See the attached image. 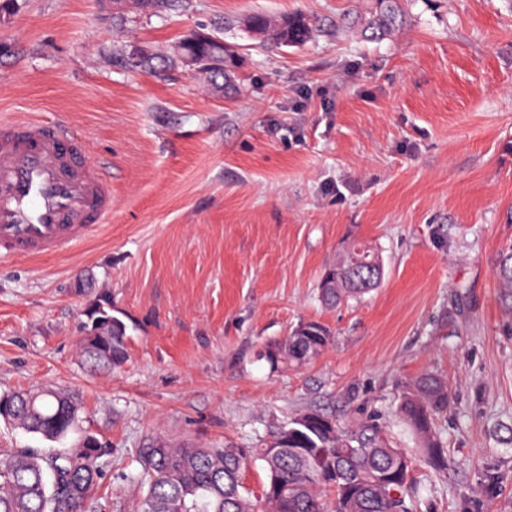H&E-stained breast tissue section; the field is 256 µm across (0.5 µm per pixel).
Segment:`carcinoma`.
<instances>
[{"label":"carcinoma","instance_id":"obj_1","mask_svg":"<svg viewBox=\"0 0 512 512\" xmlns=\"http://www.w3.org/2000/svg\"><path fill=\"white\" fill-rule=\"evenodd\" d=\"M356 23L373 38L399 30L403 13L398 0H373ZM248 36L261 43L290 47L306 43L313 26L303 14L273 20L252 14ZM197 31L182 35L186 54H202L205 43ZM235 50L224 46V71L201 69L210 86L230 88ZM133 66L162 75L177 65L174 56L130 54ZM494 274L501 285L499 299L512 310V245L502 250ZM379 252L359 242L349 244L324 272L318 294L329 307L357 300L382 281ZM80 352L96 367H116L128 357V326L112 314L106 299L88 305ZM330 331L317 321L301 322L284 339L271 343L263 359L303 365L319 357L331 343ZM448 382L424 372L402 391L398 417L419 443L428 466L441 469L447 458L436 421L447 412ZM82 406L59 389L40 387L0 395V419L26 433L60 444L41 448L0 449V512H96L107 446L79 429ZM142 472L141 512H419L420 496L414 478V458L393 446L376 423L350 426L308 411L294 416L258 448H175L155 438L139 450ZM260 463L264 473L260 495L242 480L245 466ZM334 498L326 499V494Z\"/></svg>","mask_w":512,"mask_h":512}]
</instances>
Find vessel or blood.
I'll return each mask as SVG.
<instances>
[{"instance_id": "b4317fda", "label": "vessel or blood", "mask_w": 512, "mask_h": 512, "mask_svg": "<svg viewBox=\"0 0 512 512\" xmlns=\"http://www.w3.org/2000/svg\"><path fill=\"white\" fill-rule=\"evenodd\" d=\"M65 124L0 123V256L43 258L86 243L112 215V178Z\"/></svg>"}]
</instances>
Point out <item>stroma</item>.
<instances>
[{"label": "stroma", "mask_w": 512, "mask_h": 512, "mask_svg": "<svg viewBox=\"0 0 512 512\" xmlns=\"http://www.w3.org/2000/svg\"><path fill=\"white\" fill-rule=\"evenodd\" d=\"M371 0H17L0 12V117L83 134L112 174V219L85 245L0 257V393L71 392L110 447L102 512H138L137 450L258 446L306 410L372 420L414 453L421 512H512V311L498 252L512 244V0H399L400 30L337 29ZM302 13L299 47H262L225 18ZM205 28L240 55L235 88L167 79L113 51L166 52ZM381 284L323 305L318 283L350 241ZM109 296L129 359L93 369L84 311ZM314 320L333 341L300 367L261 353ZM448 382L431 470L393 411L424 371Z\"/></svg>", "instance_id": "1"}]
</instances>
